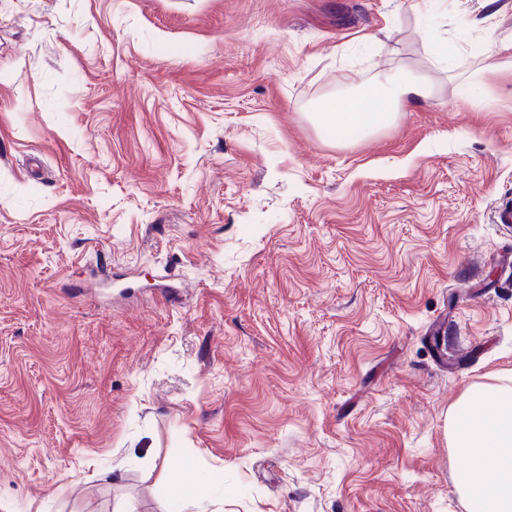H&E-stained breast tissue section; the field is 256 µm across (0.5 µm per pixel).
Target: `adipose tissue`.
Segmentation results:
<instances>
[{
  "instance_id": "1",
  "label": "adipose tissue",
  "mask_w": 512,
  "mask_h": 512,
  "mask_svg": "<svg viewBox=\"0 0 512 512\" xmlns=\"http://www.w3.org/2000/svg\"><path fill=\"white\" fill-rule=\"evenodd\" d=\"M434 95L423 76L401 67L323 100L313 119L339 132L367 136L391 123L409 103ZM460 402L461 410L448 418L447 435L450 447L462 449L468 461L466 494L478 512H512V379L469 387Z\"/></svg>"
}]
</instances>
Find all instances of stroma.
I'll return each instance as SVG.
<instances>
[{
  "label": "stroma",
  "instance_id": "stroma-1",
  "mask_svg": "<svg viewBox=\"0 0 512 512\" xmlns=\"http://www.w3.org/2000/svg\"><path fill=\"white\" fill-rule=\"evenodd\" d=\"M510 38L512 0H0V512H473ZM398 66L436 97L314 122Z\"/></svg>",
  "mask_w": 512,
  "mask_h": 512
}]
</instances>
